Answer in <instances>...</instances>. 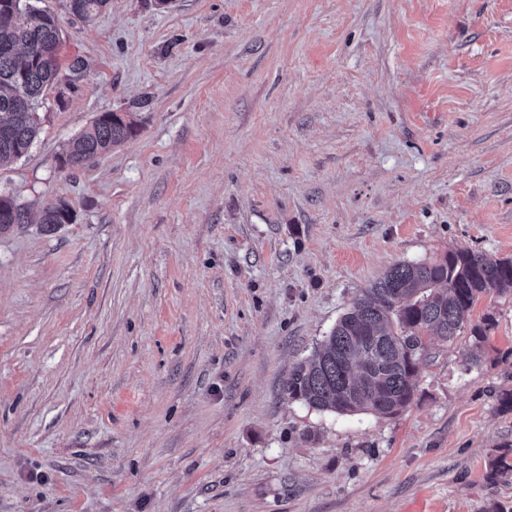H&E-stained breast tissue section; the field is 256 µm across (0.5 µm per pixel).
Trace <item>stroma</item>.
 I'll list each match as a JSON object with an SVG mask.
<instances>
[{
    "label": "stroma",
    "mask_w": 512,
    "mask_h": 512,
    "mask_svg": "<svg viewBox=\"0 0 512 512\" xmlns=\"http://www.w3.org/2000/svg\"><path fill=\"white\" fill-rule=\"evenodd\" d=\"M37 5L84 68L0 165V512H512V292L396 416L285 395L393 265L512 257V0ZM106 112L136 134L60 170Z\"/></svg>",
    "instance_id": "stroma-1"
}]
</instances>
